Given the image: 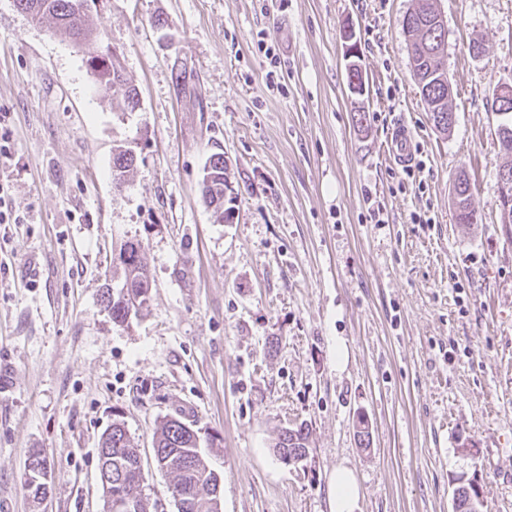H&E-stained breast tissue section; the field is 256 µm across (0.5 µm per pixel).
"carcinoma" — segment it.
I'll return each instance as SVG.
<instances>
[{"label": "carcinoma", "instance_id": "cac0c4a2", "mask_svg": "<svg viewBox=\"0 0 512 512\" xmlns=\"http://www.w3.org/2000/svg\"><path fill=\"white\" fill-rule=\"evenodd\" d=\"M78 0H15V6L21 12L40 23L50 19L54 23V33L70 40H79L91 45L86 65L100 82L122 90L124 103L133 111L138 105L136 88L130 85L121 74V66L113 55H99L101 43L94 39L86 27V14L75 15L74 5ZM416 69L430 77L426 83L432 100L441 103V108L449 109L443 100L444 92L440 78L448 77L444 66L442 45H437L429 53H418L414 58ZM502 122L497 129L499 152L502 162L498 169L512 170V112L501 115ZM135 158L128 151L116 153L112 161V172L116 184L123 183L124 177L134 166ZM207 176L202 182V195L206 203L214 210L219 222L228 220L231 208L224 207V156L215 154L206 166ZM455 198L463 204L470 200V183L465 173L460 172L454 180ZM143 245L139 240L125 241L118 252L119 267L122 271V286L106 289L102 300L112 315V322L123 325L128 321V313L138 312L150 299L151 277L142 258ZM309 427L302 422L279 430L274 448L279 457L300 456L309 448ZM153 451L157 467L171 474L173 480L170 492L187 502L185 509L178 512H218L216 489L220 476L208 464L199 449L197 431L193 425L176 417L164 418L153 434ZM98 456L106 459L112 468V486L114 496L131 498L135 501V512H155L156 504L149 502L140 492V483L134 480L119 482L121 472L130 468H140L139 449L128 434L124 424L112 423V428L101 437ZM24 487L28 495L39 502L49 493V483L33 473L25 474Z\"/></svg>", "mask_w": 512, "mask_h": 512}]
</instances>
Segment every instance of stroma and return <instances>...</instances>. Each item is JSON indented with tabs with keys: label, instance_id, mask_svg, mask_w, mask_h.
Returning a JSON list of instances; mask_svg holds the SVG:
<instances>
[{
	"label": "stroma",
	"instance_id": "stroma-1",
	"mask_svg": "<svg viewBox=\"0 0 512 512\" xmlns=\"http://www.w3.org/2000/svg\"><path fill=\"white\" fill-rule=\"evenodd\" d=\"M413 4L105 0L87 25L139 92L128 112L84 47L0 0V512H102L99 439L116 420L141 452L143 496L177 512L152 457L167 416L200 428L221 512H329L340 466L357 512H453L461 473L484 512H512V234L490 107L512 84V0H437L447 135L412 74ZM262 38L279 46L277 89ZM399 124L410 177L387 153ZM126 148L137 163L118 185ZM217 153L234 199L224 224L201 193ZM461 169L474 224L452 208ZM130 238L151 298L118 326L101 294ZM301 422L310 454L294 466L273 445ZM34 450L51 474L39 505L24 489Z\"/></svg>",
	"mask_w": 512,
	"mask_h": 512
}]
</instances>
